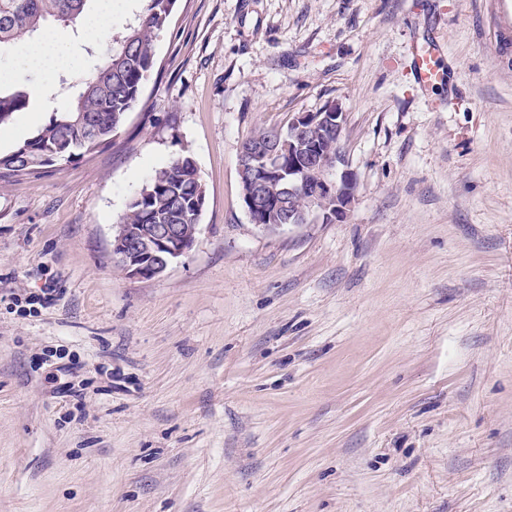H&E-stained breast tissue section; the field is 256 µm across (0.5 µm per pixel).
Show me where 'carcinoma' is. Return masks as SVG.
<instances>
[{
	"instance_id": "1",
	"label": "carcinoma",
	"mask_w": 512,
	"mask_h": 512,
	"mask_svg": "<svg viewBox=\"0 0 512 512\" xmlns=\"http://www.w3.org/2000/svg\"><path fill=\"white\" fill-rule=\"evenodd\" d=\"M90 0H0V52L45 32L49 20L68 28ZM142 6L112 43L100 48L106 63L79 83L68 105L16 149L0 153V178L36 173L71 162L112 143L135 108L155 68V41L171 23L174 0H141ZM29 95L0 83V126L24 109ZM206 188L191 155L155 170L127 204L121 224H162L172 240L199 231Z\"/></svg>"
}]
</instances>
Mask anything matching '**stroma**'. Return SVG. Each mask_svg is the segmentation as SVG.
Returning <instances> with one entry per match:
<instances>
[{
    "label": "stroma",
    "mask_w": 512,
    "mask_h": 512,
    "mask_svg": "<svg viewBox=\"0 0 512 512\" xmlns=\"http://www.w3.org/2000/svg\"><path fill=\"white\" fill-rule=\"evenodd\" d=\"M493 0H177L109 148L0 179V512H512V68ZM441 49L419 88L414 41ZM0 127V153L67 90ZM340 103L344 219L250 223L256 129ZM190 255L113 226L182 153ZM51 290L48 305L29 299ZM206 203V188L190 154H182L156 169L127 204L118 224L113 226L112 258L130 278L153 279L193 250L197 238L182 237L199 232V217ZM132 224H146L140 228ZM160 224H179L162 228ZM154 225V226H152Z\"/></svg>",
    "instance_id": "1"
}]
</instances>
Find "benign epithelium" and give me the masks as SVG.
<instances>
[{
	"label": "benign epithelium",
	"instance_id": "benign-epithelium-1",
	"mask_svg": "<svg viewBox=\"0 0 512 512\" xmlns=\"http://www.w3.org/2000/svg\"><path fill=\"white\" fill-rule=\"evenodd\" d=\"M346 113L333 104L320 112L299 113L288 122V139L268 138L240 148L238 174L249 219L260 213L276 227L310 224L318 217L344 218L353 201L354 180L341 151ZM336 136V154L322 150L324 138ZM302 195L305 207L294 206ZM197 238L177 244L148 224L113 225L112 258L130 278L153 279L193 250Z\"/></svg>",
	"mask_w": 512,
	"mask_h": 512
}]
</instances>
